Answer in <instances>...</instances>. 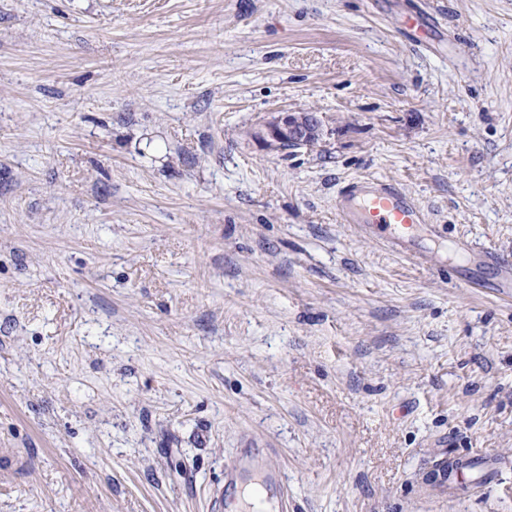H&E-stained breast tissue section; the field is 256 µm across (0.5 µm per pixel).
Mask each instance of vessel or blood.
Returning <instances> with one entry per match:
<instances>
[{
  "mask_svg": "<svg viewBox=\"0 0 512 512\" xmlns=\"http://www.w3.org/2000/svg\"><path fill=\"white\" fill-rule=\"evenodd\" d=\"M337 210L344 223L357 224L380 237L393 251L411 258L419 253L410 235L412 225L423 223L421 208L395 182L363 179L351 183L337 200ZM485 265L496 267L501 277L496 283L503 296L512 295V260L498 251L485 249L480 253ZM273 449L248 443L224 469V487L219 504L229 507L236 501L239 485L247 478H257L265 496L262 512H284V482L279 465L274 462Z\"/></svg>",
  "mask_w": 512,
  "mask_h": 512,
  "instance_id": "1",
  "label": "vessel or blood"
}]
</instances>
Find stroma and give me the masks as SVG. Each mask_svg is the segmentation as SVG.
<instances>
[{
  "mask_svg": "<svg viewBox=\"0 0 512 512\" xmlns=\"http://www.w3.org/2000/svg\"><path fill=\"white\" fill-rule=\"evenodd\" d=\"M363 178L430 263L341 223ZM462 238L512 260V0H0V512H209L250 441L291 512H512ZM322 122L314 112H281L257 132V139L274 150L298 149L318 141Z\"/></svg>",
  "mask_w": 512,
  "mask_h": 512,
  "instance_id": "stroma-1",
  "label": "stroma"
}]
</instances>
